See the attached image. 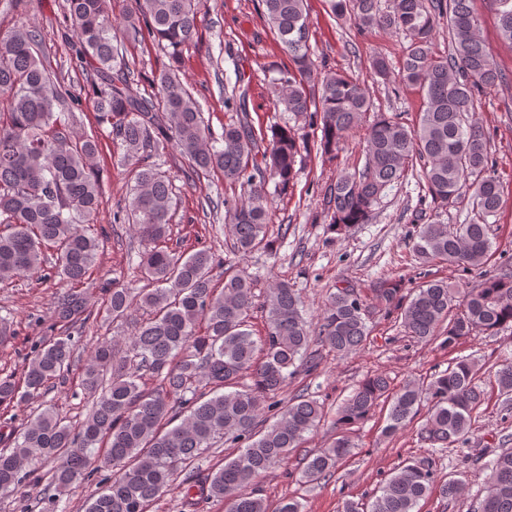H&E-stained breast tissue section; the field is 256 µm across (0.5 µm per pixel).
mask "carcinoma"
Instances as JSON below:
<instances>
[{
    "label": "carcinoma",
    "instance_id": "cac0c4a2",
    "mask_svg": "<svg viewBox=\"0 0 512 512\" xmlns=\"http://www.w3.org/2000/svg\"><path fill=\"white\" fill-rule=\"evenodd\" d=\"M500 36L512 44V0H493ZM332 15L360 31L404 33L399 72L383 57L372 60L376 76L424 93L417 123L408 125L374 105L365 88L346 72L321 74L309 45L307 0H261L264 17L292 67L268 80L269 93L285 110L309 118L318 135L308 138L289 125L255 131L247 117L224 125L215 140L200 103L183 84L177 66L153 76L152 92L133 89L143 78L121 52L118 38L146 35L171 50L172 58L198 37L202 0H136L123 25L112 20L109 0H65V41L76 45L86 85L71 91L40 57V39L25 22L0 30V284L41 271L45 252L56 257L55 276L70 288L54 305V336L37 340L25 359L22 381L0 376V430L13 443L0 449V496L24 498L41 478L31 465L50 463L53 493L42 512H66L63 496L98 471L114 477L92 495L85 512H146L150 502L180 481L188 504L204 497L224 501L225 512H302L296 499L275 510L247 488L288 455L326 417L324 406L304 395L276 400L298 370L312 373L319 356L311 342L339 356L363 348L371 320L379 314L398 321L406 336L451 347L460 340L492 336L512 326V273L490 275L480 287L459 289L444 279L404 290L389 277L373 289L374 304L354 289L336 288L315 328L303 317L298 297L286 283L268 289L261 303L266 331L256 339L249 324L255 305L254 280L244 268H224L209 247L188 256L166 245L176 204L173 177L157 157L176 150L188 161L183 178L193 182L219 171L224 183L248 190V200L224 199V221L234 249L246 256L271 255L266 182L275 191L294 187L300 151H315L336 165L346 138L367 113L362 167L342 171L322 197L327 230L343 236L369 222L384 193L407 176L416 177L424 206L416 210L412 249L420 263L479 268L493 248L489 218L497 216L503 186L490 159L483 128L473 120L485 92L505 81L481 39L471 0H328ZM448 20V54L434 50L433 35ZM318 95H313L315 86ZM94 112L108 125L120 150V165L134 171V186L117 221L128 224L149 247L139 253L141 277L152 285L138 295L112 284L104 289L106 319L134 328L125 352L98 344L84 363L75 355L74 335L95 319L83 288L100 252L92 231L102 195L98 140L73 131L75 112ZM466 208V222L450 224L452 207ZM224 270V287L214 272ZM482 366L460 357L428 380L407 379L399 387L382 374L363 379L336 415V439L305 456L303 478L316 483L332 476L354 444L351 426L367 419L380 401L389 404L384 433L394 436L421 415L420 437L433 448L464 440L484 401L478 384ZM78 372L92 406L77 425L51 404L21 427L7 416L20 399L44 397ZM156 382L149 388L145 379ZM251 384L231 390L242 379ZM499 394H512V359L493 373ZM276 420L266 424L267 413ZM224 440L238 453L200 475L196 463ZM486 496L473 512H512V448L480 454ZM183 479H178L180 474ZM459 478H440L430 464L409 461L385 480L367 502L348 500L343 512H415L432 492L447 500L463 494Z\"/></svg>",
    "mask_w": 512,
    "mask_h": 512
}]
</instances>
